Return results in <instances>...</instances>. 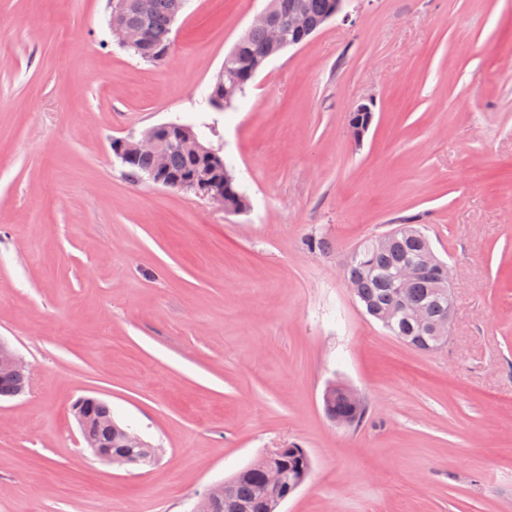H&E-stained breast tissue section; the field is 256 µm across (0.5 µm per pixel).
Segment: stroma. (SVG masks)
I'll list each match as a JSON object with an SVG mask.
<instances>
[{"mask_svg": "<svg viewBox=\"0 0 512 512\" xmlns=\"http://www.w3.org/2000/svg\"><path fill=\"white\" fill-rule=\"evenodd\" d=\"M267 5L186 0L155 66L113 39L108 0H0V340L33 368L0 401V512H191L291 443L312 470L282 512H512V0H347L210 110ZM169 121L222 151L246 211L129 177L113 141ZM413 220L454 294L431 352L341 267ZM333 383L364 397L360 426L325 416ZM83 396L154 464L94 458Z\"/></svg>", "mask_w": 512, "mask_h": 512, "instance_id": "35a3bbf8", "label": "stroma"}]
</instances>
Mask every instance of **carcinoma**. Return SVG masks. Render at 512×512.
Listing matches in <instances>:
<instances>
[{
	"label": "carcinoma",
	"mask_w": 512,
	"mask_h": 512,
	"mask_svg": "<svg viewBox=\"0 0 512 512\" xmlns=\"http://www.w3.org/2000/svg\"><path fill=\"white\" fill-rule=\"evenodd\" d=\"M281 9L293 4L305 23L316 22L331 8L332 0H272ZM174 0H151L150 10L142 16L130 12L128 22L136 38H145L156 49L165 53L146 59L160 66L171 53V27ZM269 59L267 33L252 28L238 42L237 47L224 58V66L215 76L207 96L209 107L221 112L234 105L245 94L255 73ZM171 172L191 174L201 167L194 156L172 151L167 158ZM154 167V158L145 153H131L129 174L147 176ZM224 194L228 211L242 212L249 206L248 196L241 190L229 165H224ZM433 253L428 236L420 224H398L386 241L375 237L361 243L343 263V274L353 296L364 307L365 313L377 321L391 335L417 351L429 352L439 343L440 336L433 327L449 320L453 313V296L448 287V265L442 261L429 264L423 275L411 285L405 299H399L393 273L401 265L426 259ZM29 385L28 373L16 369L0 374V398H14L25 393ZM323 409L330 421L342 422L347 427L359 426L367 415V405L353 399L339 388L323 394ZM112 434V447L124 445L123 427L113 421L112 409L105 401L94 405L90 436L104 440ZM273 466L284 471L281 487L274 491L265 485L263 474L240 469L229 484L233 487L235 502L243 505L242 512H274L276 500L291 494L292 487L304 476H309L312 461L303 448L293 447L273 459Z\"/></svg>",
	"instance_id": "carcinoma-1"
}]
</instances>
